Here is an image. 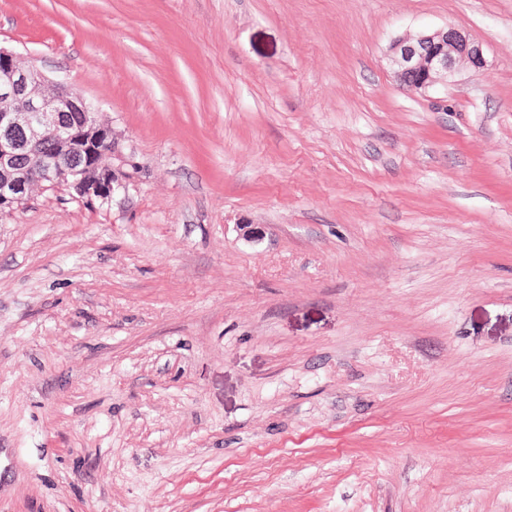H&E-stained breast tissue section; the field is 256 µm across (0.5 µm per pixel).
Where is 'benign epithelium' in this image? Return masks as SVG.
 <instances>
[{
  "label": "benign epithelium",
  "mask_w": 512,
  "mask_h": 512,
  "mask_svg": "<svg viewBox=\"0 0 512 512\" xmlns=\"http://www.w3.org/2000/svg\"><path fill=\"white\" fill-rule=\"evenodd\" d=\"M388 56L400 84L416 92L486 65L480 45L452 27L399 37ZM104 143L112 144L111 158L120 157L112 127L99 121L92 102L0 47V215L17 209L37 186L111 201L125 183L119 169L93 162Z\"/></svg>",
  "instance_id": "7a95c632"
}]
</instances>
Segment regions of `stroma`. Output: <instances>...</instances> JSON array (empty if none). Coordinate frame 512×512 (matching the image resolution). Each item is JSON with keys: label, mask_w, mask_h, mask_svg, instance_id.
<instances>
[{"label": "stroma", "mask_w": 512, "mask_h": 512, "mask_svg": "<svg viewBox=\"0 0 512 512\" xmlns=\"http://www.w3.org/2000/svg\"><path fill=\"white\" fill-rule=\"evenodd\" d=\"M446 26L485 68L406 90ZM0 46L127 175L0 217V512H512V0H0ZM388 56L400 84L416 92L447 83L462 69L480 70L486 65L480 45L452 27L399 37L390 44Z\"/></svg>", "instance_id": "1"}]
</instances>
